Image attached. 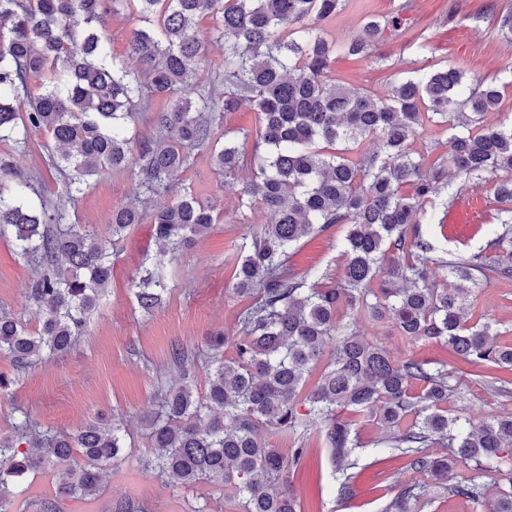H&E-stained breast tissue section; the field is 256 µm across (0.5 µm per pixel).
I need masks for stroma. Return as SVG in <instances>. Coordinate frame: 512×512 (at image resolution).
I'll return each instance as SVG.
<instances>
[{"label": "stroma", "instance_id": "obj_1", "mask_svg": "<svg viewBox=\"0 0 512 512\" xmlns=\"http://www.w3.org/2000/svg\"><path fill=\"white\" fill-rule=\"evenodd\" d=\"M509 13L512 0H344L328 30L336 42L349 41L369 16L397 20L399 27L387 31L367 57L339 56L330 68L333 76L381 96L401 71L455 67L467 78L502 89L499 111L487 113L484 123L508 125L512 123V38L501 32L499 22ZM30 141L29 151L11 153L13 164L32 180L39 199L64 204L72 223L90 225L104 237L113 211L137 203L134 179L117 171L94 177L83 194L68 199L63 175L48 165L50 136L35 131ZM173 181L191 185L202 203L220 204L224 220L167 266L162 308L152 316L143 315L129 290L145 254L157 249L154 228L145 221L133 225L115 245L112 285L74 349L22 371L0 358V373L16 380L11 390L0 393V435H10L13 424L25 414L61 433L76 431L97 416L117 414L131 435L125 460L113 469L98 498H56L52 474L40 471L25 476L27 490L17 498L16 512H40L41 502L51 498L59 512H114L116 504L128 499L140 503L144 512H191L200 499L207 501L209 512H231L221 486L184 488L142 472L139 459L148 448L142 417L159 390L178 387L185 379H192L197 392H204V358L184 371L173 364L171 350L177 343L197 346L220 329L236 332L238 313L249 300L233 293L232 267L268 217L260 211L238 210L237 197L225 189L209 148L196 149L193 166L176 173ZM494 185L490 178L449 176L448 191L436 200L432 222L426 227L436 258L447 261L486 246L500 210ZM346 232V225L336 224L301 240L290 252L289 267L301 277L323 275L335 280L343 270L340 244ZM32 276V266L14 243L0 239V311L34 322L26 294ZM470 303L473 314L487 315L498 331L512 339V284L477 285ZM359 330L396 358L437 361L454 370L462 366L447 345L407 344L391 324L365 318ZM459 388L460 397L450 400L448 407L471 423L512 413V398L496 395L487 369L472 368ZM357 429L362 446L355 451V495L348 500L338 494L329 452L319 433L311 430L302 436L304 462L290 476L302 512H382L399 485L412 479L405 459L378 454L383 433L376 422L359 420Z\"/></svg>", "mask_w": 512, "mask_h": 512}]
</instances>
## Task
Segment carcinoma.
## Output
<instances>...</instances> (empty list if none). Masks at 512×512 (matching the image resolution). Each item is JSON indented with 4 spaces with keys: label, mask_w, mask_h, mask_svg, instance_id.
Listing matches in <instances>:
<instances>
[{
    "label": "carcinoma",
    "mask_w": 512,
    "mask_h": 512,
    "mask_svg": "<svg viewBox=\"0 0 512 512\" xmlns=\"http://www.w3.org/2000/svg\"><path fill=\"white\" fill-rule=\"evenodd\" d=\"M342 0H0V141L20 152L29 133L42 130L58 145L54 166L68 172L66 193L83 191L105 170L130 171L147 200L112 212L109 237L87 224L67 223L60 205L37 204L34 188L10 159L0 156V238L12 237L36 268L28 297L38 326L0 312V357L22 370L62 355L80 340L112 278V247L147 216L160 248L145 256L132 285L138 308L152 314L164 303L163 268L207 235L218 216L173 175L189 167L191 149L211 148L224 185L253 163L257 175L238 190L239 207L272 216L252 237L232 274L234 291L253 299L238 317L239 330L205 340L211 351L203 395L187 382L157 394L145 419L147 472L182 487L222 482L234 512H301L290 474L304 449L268 446L260 429L293 439L315 428L329 449L339 494L354 492L362 416L386 430L385 451L407 459L408 470L489 512H512V416L469 429L448 416L459 381L446 365L398 359L357 330L359 319L386 320L411 345L441 343L467 365L489 367L495 392L512 395V344L490 321L467 317L468 284L512 281V127L481 126L503 95L493 83L467 80L454 68H421L390 83L376 99L331 75L343 54L365 56L396 22L369 17L346 43L324 34ZM136 9L143 26L132 31L127 60L112 57L100 33L103 13ZM218 21L214 35L224 57L213 69L223 79L215 98L200 81L204 43L196 19ZM133 61L140 71L129 69ZM43 92L16 103L30 80ZM250 102L258 128L251 154L236 138L215 137L225 112ZM150 113L156 134L127 135L126 123ZM451 122L448 163L457 175L489 174L500 209L499 250L450 261L455 282L430 281L436 263L422 224L425 205L448 188L445 163L414 157L411 138L423 119ZM377 147L369 151L365 141ZM410 186L412 193L402 191ZM346 224L341 276L333 286L297 277L287 265L302 239ZM230 347L234 357L224 358ZM327 359L313 388L307 381ZM306 406L305 413L297 406ZM125 436L112 420L94 419L73 434L43 430L25 416L0 437V512H12L8 483L49 468L56 495L96 498L106 474L122 458ZM441 448L443 452L435 453ZM459 462L475 479L448 486ZM426 484L411 480L383 512H423Z\"/></svg>",
    "instance_id": "1"
}]
</instances>
